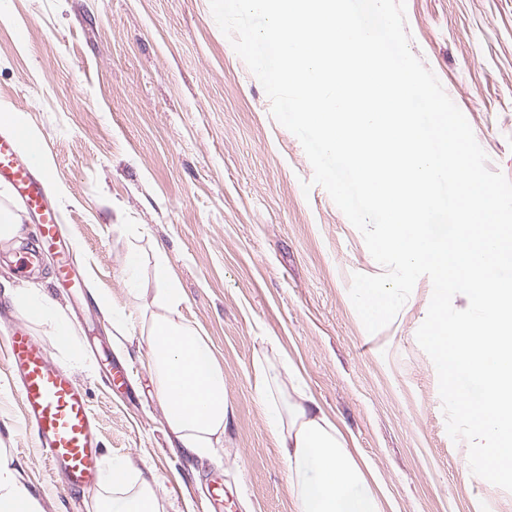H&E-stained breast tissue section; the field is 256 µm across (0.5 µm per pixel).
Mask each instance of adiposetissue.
<instances>
[{"instance_id":"ef3b65f1","label":"adipose tissue","mask_w":512,"mask_h":512,"mask_svg":"<svg viewBox=\"0 0 512 512\" xmlns=\"http://www.w3.org/2000/svg\"><path fill=\"white\" fill-rule=\"evenodd\" d=\"M153 280L150 311L142 318L111 307L103 297L97 304L122 338L118 350H126L136 338L149 344L155 390L177 447L187 456L210 459L221 447L229 423L224 371L203 336L178 319L184 297L164 252L156 254ZM7 295L19 312L48 325L62 350L76 349L72 323L45 291L17 287ZM278 379L277 371L259 367L253 391L268 414L297 512H383L368 480L367 461L356 457L345 434L311 394L298 389L281 399ZM153 483L152 473L131 470L126 460L112 459L101 475L93 512H161ZM113 491L121 492L120 501L110 499ZM0 512H44L39 494L29 488L15 459L3 448Z\"/></svg>"}]
</instances>
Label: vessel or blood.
<instances>
[{
    "mask_svg": "<svg viewBox=\"0 0 512 512\" xmlns=\"http://www.w3.org/2000/svg\"><path fill=\"white\" fill-rule=\"evenodd\" d=\"M17 139V131L0 132V185L8 186L40 225L38 245L20 258L19 267L27 269L41 253L55 251L56 280L67 288L79 287L73 260L62 250V217L46 192V176L19 152ZM5 365L19 386L22 422L50 468L64 475L67 491L94 492L101 468L100 434L83 386L52 361L46 343L23 318L7 337Z\"/></svg>",
    "mask_w": 512,
    "mask_h": 512,
    "instance_id": "vessel-or-blood-1",
    "label": "vessel or blood"
}]
</instances>
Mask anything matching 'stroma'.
<instances>
[{"label": "stroma", "instance_id": "obj_1", "mask_svg": "<svg viewBox=\"0 0 512 512\" xmlns=\"http://www.w3.org/2000/svg\"><path fill=\"white\" fill-rule=\"evenodd\" d=\"M413 53L512 180V0H406ZM0 107L21 113L52 158L46 189L64 217L63 246L84 282L55 288L53 256L30 277L0 242V345L17 317L6 291L42 288L64 310L79 349L52 360L88 390L104 455L151 466L164 512H210L217 471L234 512H295L286 465L253 395L267 337L298 380L352 437L385 512H512V492L473 481L468 444L446 430L436 368L416 331L432 295L420 277L392 322L368 333L349 296L353 274L382 273L363 236L311 182L298 138L271 114L262 85L216 24L209 0H0ZM145 288L164 250L184 320L214 345L232 410L214 460L170 446L150 349L125 359L94 301L137 310L122 281L129 247ZM125 375L111 388L112 369ZM20 397L0 362V448L10 449L44 512H90L66 492L20 425Z\"/></svg>", "mask_w": 512, "mask_h": 512}]
</instances>
